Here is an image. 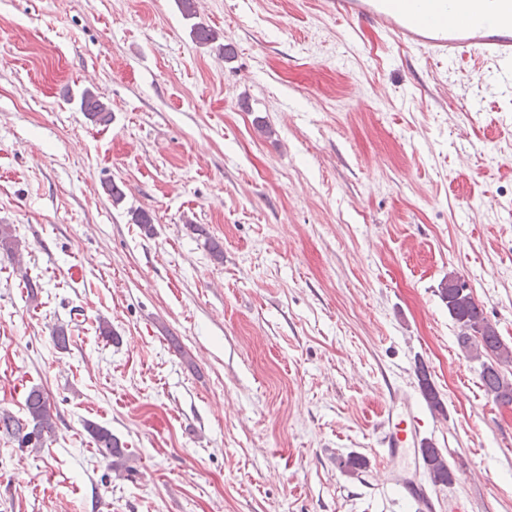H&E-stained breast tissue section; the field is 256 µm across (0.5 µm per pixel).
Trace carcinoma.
Listing matches in <instances>:
<instances>
[{"mask_svg":"<svg viewBox=\"0 0 512 512\" xmlns=\"http://www.w3.org/2000/svg\"><path fill=\"white\" fill-rule=\"evenodd\" d=\"M79 111L96 124L106 125L112 120L109 107L88 89L81 93ZM24 249L25 245L13 234L11 227L1 224L0 250L18 262ZM439 293L448 305L450 316L459 325L460 333L457 341L461 350L473 359H480L484 354L494 358L492 363H481L480 380L485 392L497 402L512 404V381L502 375L498 369L500 364L512 363V347L503 342L496 328L484 317L483 310L476 302L472 290L466 287V282L461 277L448 275V280L441 284ZM52 338L57 348L65 350L71 341V330L68 325L58 323L53 328ZM417 378L429 406L435 412L443 413L444 407L425 368L418 370ZM86 428L99 451L109 460L110 469L117 474L127 471V448L124 444L110 430L102 426L89 423ZM0 433L23 447H43L55 434V422L50 412L47 393L39 387L29 391L25 399V417L23 418L7 410L1 411ZM424 456L426 469L433 483L445 485L452 482V471L439 449L429 446L424 449Z\"/></svg>","mask_w":512,"mask_h":512,"instance_id":"cac0c4a2","label":"carcinoma"}]
</instances>
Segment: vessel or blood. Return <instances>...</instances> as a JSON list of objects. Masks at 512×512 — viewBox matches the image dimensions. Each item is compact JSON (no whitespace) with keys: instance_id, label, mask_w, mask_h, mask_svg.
Returning <instances> with one entry per match:
<instances>
[{"instance_id":"1","label":"vessel or blood","mask_w":512,"mask_h":512,"mask_svg":"<svg viewBox=\"0 0 512 512\" xmlns=\"http://www.w3.org/2000/svg\"><path fill=\"white\" fill-rule=\"evenodd\" d=\"M338 17L384 30L427 57L468 56L494 65L512 87V0H331ZM421 424L414 412L388 416L382 444L395 453L412 449L423 460Z\"/></svg>"}]
</instances>
